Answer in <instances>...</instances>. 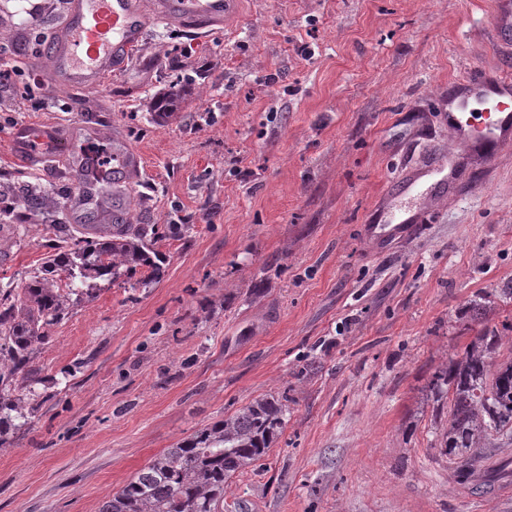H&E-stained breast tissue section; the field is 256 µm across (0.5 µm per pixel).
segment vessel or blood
<instances>
[{"label": "vessel or blood", "instance_id": "b4317fda", "mask_svg": "<svg viewBox=\"0 0 512 512\" xmlns=\"http://www.w3.org/2000/svg\"><path fill=\"white\" fill-rule=\"evenodd\" d=\"M234 0H69L66 18L48 42L41 66L50 89L88 90L100 85L141 43L150 15L178 22L194 30L217 31ZM448 133L457 149L449 150L435 172L413 169L406 182L426 184V196L453 194L463 166L462 150L476 149L494 156L512 149V79L476 74L462 92L448 99ZM142 155L121 147L112 154V169L133 181L141 175ZM420 228L416 215L396 224H367L363 236L380 248Z\"/></svg>", "mask_w": 512, "mask_h": 512}]
</instances>
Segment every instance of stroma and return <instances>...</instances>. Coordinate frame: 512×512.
<instances>
[{
	"mask_svg": "<svg viewBox=\"0 0 512 512\" xmlns=\"http://www.w3.org/2000/svg\"><path fill=\"white\" fill-rule=\"evenodd\" d=\"M496 0H238L206 35L150 18L97 88L49 90L41 59L62 0H0V174L74 186L98 130L138 148L135 224L166 258L147 288L100 282L19 387L36 411L0 444V512H96L164 449L253 399L290 397L284 431L224 497L236 512H512V475L456 483L429 384L481 325L512 323V149L451 196L399 190L445 154L442 102L478 70L512 77ZM178 116L149 104L170 88ZM69 126L44 168L12 132ZM419 233L376 254L359 229L385 203ZM0 223V281L50 249Z\"/></svg>",
	"mask_w": 512,
	"mask_h": 512,
	"instance_id": "stroma-1",
	"label": "stroma"
}]
</instances>
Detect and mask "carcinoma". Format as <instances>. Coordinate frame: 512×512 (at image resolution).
I'll return each instance as SVG.
<instances>
[{
	"mask_svg": "<svg viewBox=\"0 0 512 512\" xmlns=\"http://www.w3.org/2000/svg\"><path fill=\"white\" fill-rule=\"evenodd\" d=\"M184 91L161 96L162 119L172 116ZM17 203L44 207L45 230L62 233L56 252L16 288L0 283V442L13 419H27L35 407L13 395L18 375L48 343L54 326L74 306L96 291L95 279L117 282L146 269L130 287H148L163 274L165 257L153 251L147 237L152 224L106 226L87 237L57 217L56 203L37 188L5 187ZM512 348V324L498 329L483 325L457 357L435 372L432 388L448 411L439 418V447L448 457L455 481L476 486L489 483L485 463L501 448L512 446V356L497 354ZM288 398L265 395L155 455L96 512H224V494L231 479L257 468L278 440L285 425Z\"/></svg>",
	"mask_w": 512,
	"mask_h": 512,
	"instance_id": "carcinoma-1",
	"label": "carcinoma"
}]
</instances>
